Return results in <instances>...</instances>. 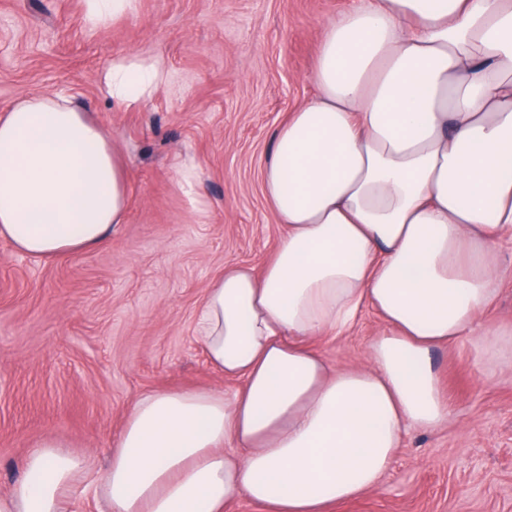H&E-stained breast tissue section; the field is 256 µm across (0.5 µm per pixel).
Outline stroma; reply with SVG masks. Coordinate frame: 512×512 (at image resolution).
Returning a JSON list of instances; mask_svg holds the SVG:
<instances>
[{"mask_svg": "<svg viewBox=\"0 0 512 512\" xmlns=\"http://www.w3.org/2000/svg\"><path fill=\"white\" fill-rule=\"evenodd\" d=\"M356 0H138L92 30L84 0H0V109L21 94L66 96L130 161L125 224L97 247L51 259L0 240V491L37 443L104 466L130 406L160 390L231 392L195 333L224 269L262 267L284 232L262 185L271 138L316 93L325 25ZM161 59L138 106L99 73L122 54ZM197 164L195 187L178 176ZM498 355L464 339L431 355L446 426L405 434L380 488L334 512H512V278L482 318ZM383 323L364 309L338 365L359 363Z\"/></svg>", "mask_w": 512, "mask_h": 512, "instance_id": "obj_1", "label": "stroma"}]
</instances>
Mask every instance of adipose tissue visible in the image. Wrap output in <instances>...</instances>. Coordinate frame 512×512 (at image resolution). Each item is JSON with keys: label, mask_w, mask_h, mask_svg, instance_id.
<instances>
[{"label": "adipose tissue", "mask_w": 512, "mask_h": 512, "mask_svg": "<svg viewBox=\"0 0 512 512\" xmlns=\"http://www.w3.org/2000/svg\"><path fill=\"white\" fill-rule=\"evenodd\" d=\"M312 99L277 127L264 191L286 233L263 269L215 279L196 317L233 393L137 400L106 468L56 442L32 448L0 512H67L80 486L110 512H333L380 486L406 430L451 415L429 354L469 336L512 242V0H361L328 23ZM161 59L116 56L106 92L133 105ZM128 162L69 101L0 111V239L54 257L125 223ZM382 319L360 364L309 345Z\"/></svg>", "instance_id": "obj_1"}]
</instances>
